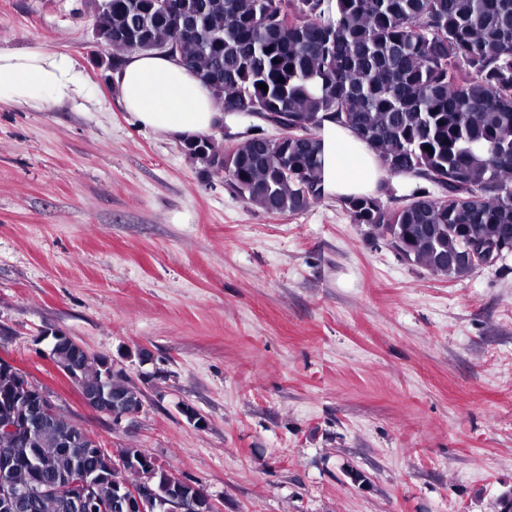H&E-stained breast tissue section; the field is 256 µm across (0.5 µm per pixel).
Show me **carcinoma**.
Wrapping results in <instances>:
<instances>
[{"label":"carcinoma","mask_w":512,"mask_h":512,"mask_svg":"<svg viewBox=\"0 0 512 512\" xmlns=\"http://www.w3.org/2000/svg\"><path fill=\"white\" fill-rule=\"evenodd\" d=\"M101 0L97 39L112 69L128 55L164 48L191 68L226 115L284 120L299 130L283 145L256 134L230 146L212 137L182 143L209 175L226 173L246 203L268 214L299 213L322 200L319 129L327 117L375 153L388 178L414 177L435 191L340 197L355 224L403 257L450 279L476 266L459 257L473 246L512 243V0ZM267 85L262 90L258 84ZM432 151H427L425 146ZM59 362L112 408L133 420L144 394L122 367L66 337H50ZM21 392L0 369L4 400ZM8 479L57 486L74 473L99 476L93 495L109 505L117 485L175 497L202 512L203 488L144 465L140 448L90 451L77 426L55 412L10 446ZM125 462L122 471L115 464ZM22 512H67L61 498L31 499Z\"/></svg>","instance_id":"1"}]
</instances>
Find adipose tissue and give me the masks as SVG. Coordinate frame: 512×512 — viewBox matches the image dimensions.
Masks as SVG:
<instances>
[{
    "label": "adipose tissue",
    "mask_w": 512,
    "mask_h": 512,
    "mask_svg": "<svg viewBox=\"0 0 512 512\" xmlns=\"http://www.w3.org/2000/svg\"><path fill=\"white\" fill-rule=\"evenodd\" d=\"M111 85L145 127L185 140L211 134L224 123L210 92L185 66L157 53H136ZM80 74L67 56L32 50L0 51V103L37 105L78 91ZM321 183L326 197L373 194L382 173L374 154L347 128L324 119L320 130Z\"/></svg>",
    "instance_id": "1"
}]
</instances>
